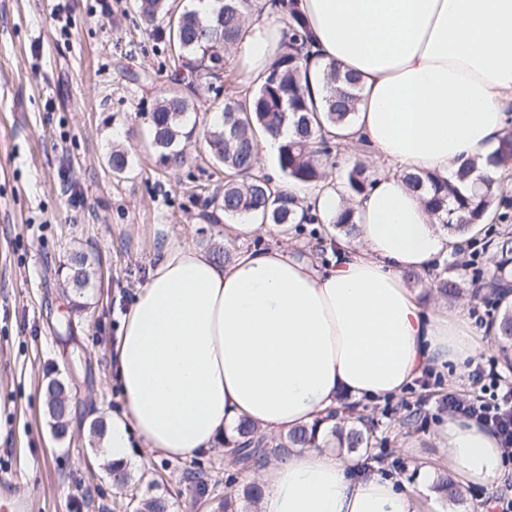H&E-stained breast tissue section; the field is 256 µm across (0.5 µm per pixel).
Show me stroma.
I'll use <instances>...</instances> for the list:
<instances>
[{"instance_id":"1","label":"stroma","mask_w":512,"mask_h":512,"mask_svg":"<svg viewBox=\"0 0 512 512\" xmlns=\"http://www.w3.org/2000/svg\"><path fill=\"white\" fill-rule=\"evenodd\" d=\"M175 67L149 36L135 0H0V469H19L12 492L33 512H128L131 496L159 487L174 512H222L224 453L177 461L147 448L130 487L113 486L93 422L121 401L111 379L112 350L128 302L166 249L285 247L316 264L329 227L304 225L281 239L272 226L245 239L213 223L210 196L224 174L189 146L186 164L165 170L147 148V114L173 87ZM133 155L114 176L113 147ZM93 276L83 294L65 277L72 251ZM69 324L82 355L73 361L56 338ZM73 397L69 432L57 439L43 400L49 378ZM455 367L414 380L398 397L367 403L378 437L392 452L387 476L413 484L420 464L443 465L436 437L448 420V393H473ZM420 415L403 426L411 410Z\"/></svg>"}]
</instances>
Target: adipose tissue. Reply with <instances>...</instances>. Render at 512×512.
<instances>
[{
	"mask_svg": "<svg viewBox=\"0 0 512 512\" xmlns=\"http://www.w3.org/2000/svg\"><path fill=\"white\" fill-rule=\"evenodd\" d=\"M311 33L313 94L336 62L357 80L352 122L329 127L367 146L381 171L352 204L358 236L340 238L326 266L280 248L244 250L221 264L173 246L122 317L114 350L124 405L106 421L113 462L135 466L133 446L191 459L213 451L240 421L276 437L330 425L340 396L381 402L423 370L464 368L481 349L462 307L424 302L403 274L421 273L462 246L440 228L410 173L488 172L512 106V0H298ZM283 25L265 12L239 53L252 74L277 58ZM450 473L493 491L504 471L494 435L474 421L437 436ZM437 473L416 489L369 470L357 456L297 448L270 467L258 512H420Z\"/></svg>",
	"mask_w": 512,
	"mask_h": 512,
	"instance_id": "ef3b65f1",
	"label": "adipose tissue"
}]
</instances>
